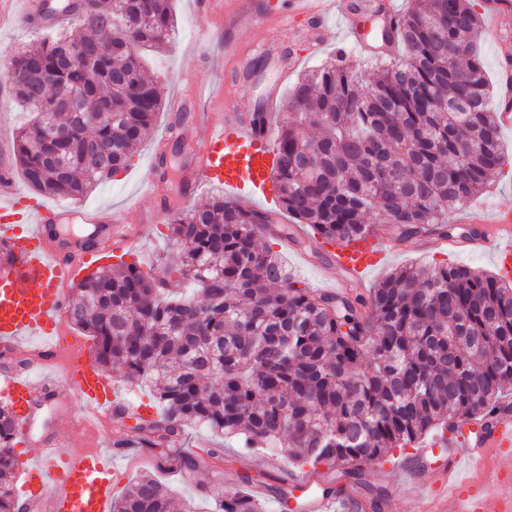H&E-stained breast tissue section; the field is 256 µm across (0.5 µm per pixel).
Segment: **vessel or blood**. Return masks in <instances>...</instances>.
Here are the masks:
<instances>
[{"label":"vessel or blood","instance_id":"b4317fda","mask_svg":"<svg viewBox=\"0 0 512 512\" xmlns=\"http://www.w3.org/2000/svg\"><path fill=\"white\" fill-rule=\"evenodd\" d=\"M382 11L395 21L392 0H291L293 17L317 23L328 33L327 20L342 17L348 42L369 51L361 17ZM268 13L253 6V0H234L224 14L228 22L247 31L261 25ZM201 142L194 158V173L184 181L182 194L192 198L202 183L223 184L225 192L252 200L272 201L274 164L271 132L257 133L238 113H225L220 121L196 124ZM9 138L0 137V237L11 250L13 261L0 265V344L11 346L30 338L40 339L31 350L30 361L0 377V400L6 402L20 426H27L33 401L42 385L35 374L57 361L53 338L66 315L67 288L81 276L95 249L63 250L46 242L47 227L68 216L60 206L29 205L7 163ZM82 223L97 226L100 236L112 240L119 250L133 248L140 232L120 233L126 215L117 210L86 208ZM476 248L489 253L500 272L512 273V212L504 210L492 220L481 219ZM323 267L327 290H343L346 282L363 284L366 276L388 255L383 227L353 240L328 246ZM66 396L76 400L82 411L94 416L111 412L115 386L84 356H76L65 374ZM431 447L445 449L444 463L433 481L421 487V498L432 505L430 512H512V406L505 405L466 428H449L436 435ZM473 467L477 479L461 480L464 467ZM119 474L111 456L78 453L62 441L37 449L27 456L22 480L14 497L23 512H112L115 482ZM360 503L351 492L331 497L317 494L307 498L305 512H355Z\"/></svg>","mask_w":512,"mask_h":512}]
</instances>
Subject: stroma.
<instances>
[{"label":"stroma","mask_w":512,"mask_h":512,"mask_svg":"<svg viewBox=\"0 0 512 512\" xmlns=\"http://www.w3.org/2000/svg\"><path fill=\"white\" fill-rule=\"evenodd\" d=\"M175 29L168 45L157 52L146 55V65L150 74L164 88L165 97L180 94L195 99L198 112L213 121L222 120L225 113L243 112L248 100L267 96L273 97L276 105H283L287 90L277 87L275 75L264 70L260 75H249L248 69L256 57L270 60L287 53L300 55V70L306 71L336 50H343L347 64L362 67L363 56L350 46L342 35V23L330 20L331 38L317 49L309 50L307 32L302 31L301 21L286 25L283 21L268 23L264 28L252 33L249 38H240L236 32L225 30L223 15L214 13L202 18L195 14L193 0H173ZM222 30L224 49L205 51L199 54H184L182 48L197 34L201 25ZM179 121L177 113L162 108L158 113L152 133L137 149L130 166L100 184L82 198L84 206L124 208L128 220L133 225L147 226L149 232L138 244L136 260L143 270H158L174 263L179 258V248L170 236L167 227L170 216L184 209L180 195L168 193L165 210H158L155 198L143 196L142 190L151 174V164L158 147H171L170 124ZM499 136L505 153V163L495 174L488 188L481 194L454 209L449 218L458 222L461 232L471 229L465 217L467 213H482L494 216L497 209L512 210V126L500 127ZM420 262L429 266L463 265L471 269L492 273L496 265L491 257L481 250L448 252L443 250L437 238L410 237L398 244L389 254L386 262L374 270L367 278L368 286H375L394 269ZM79 406L76 401L61 403L60 400L46 401L41 410L36 411L26 439L31 447L56 437L72 442L83 440L85 447L99 448L112 445V454L123 474L118 491L130 489L137 479L146 473L159 475L181 499H197L202 490H214L239 484L244 475L264 474L267 489L261 495L265 512H283L279 507V497L288 491L289 480L298 475L296 467L284 466L282 453L267 450L244 452L240 448L225 451L226 459L215 462L211 467L196 470L190 480H183L174 471L159 470V451L155 448H133L126 450L115 447L116 432L112 425L102 420L87 424H76ZM412 448L395 449L382 466H369L365 469V485L356 487L360 500L368 503L367 512H422L421 503L414 496L405 493L402 486L409 476L419 481H427L435 466L441 464L439 454H432L422 460H413ZM413 462V474L401 470L405 462ZM383 489L382 497H375V489Z\"/></svg>","instance_id":"35a3bbf8"}]
</instances>
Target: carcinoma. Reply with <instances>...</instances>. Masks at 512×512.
<instances>
[{
  "mask_svg": "<svg viewBox=\"0 0 512 512\" xmlns=\"http://www.w3.org/2000/svg\"><path fill=\"white\" fill-rule=\"evenodd\" d=\"M394 42L402 53L363 78L339 54L289 90L275 129L279 207L325 243L386 224L396 242L450 236L448 212L503 166L499 113L475 49L482 29L468 0H411ZM71 32L14 53L3 74L33 115L14 136L15 170L41 196L79 199L125 170L163 107L139 50L169 41L172 0H58ZM160 180L188 163L170 130ZM269 213L218 194L174 215L179 261L162 274L128 263L76 286L69 321L93 337L94 361L128 384L151 383L162 415L119 407L133 435L118 448L171 446L186 428L276 448L288 461L362 483L364 468L462 418L500 405L512 386V280L464 266H402L368 296L300 286L278 252L257 244ZM199 285L171 299L173 279ZM18 422L0 405V512H19L12 453ZM165 464L190 476L194 458ZM217 512H264L250 494L214 492ZM113 512H197L152 474Z\"/></svg>",
  "mask_w": 512,
  "mask_h": 512,
  "instance_id": "obj_1",
  "label": "carcinoma"
}]
</instances>
